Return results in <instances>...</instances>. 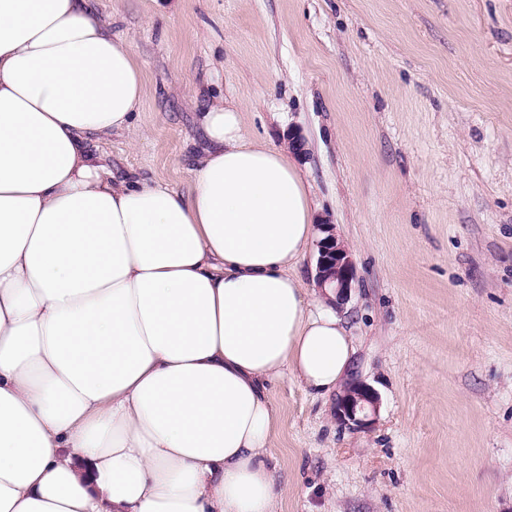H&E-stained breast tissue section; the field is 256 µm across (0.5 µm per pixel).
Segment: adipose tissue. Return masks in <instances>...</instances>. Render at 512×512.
Masks as SVG:
<instances>
[{"instance_id":"1","label":"adipose tissue","mask_w":512,"mask_h":512,"mask_svg":"<svg viewBox=\"0 0 512 512\" xmlns=\"http://www.w3.org/2000/svg\"><path fill=\"white\" fill-rule=\"evenodd\" d=\"M143 89L94 0H0V512H279L270 384L350 374L293 154L219 100L188 191L117 178Z\"/></svg>"}]
</instances>
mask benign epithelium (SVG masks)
I'll use <instances>...</instances> for the list:
<instances>
[{
    "instance_id": "benign-epithelium-1",
    "label": "benign epithelium",
    "mask_w": 512,
    "mask_h": 512,
    "mask_svg": "<svg viewBox=\"0 0 512 512\" xmlns=\"http://www.w3.org/2000/svg\"><path fill=\"white\" fill-rule=\"evenodd\" d=\"M320 227L325 237L318 242L317 288L322 291L332 289L336 299L344 302L350 296L355 265L348 250L336 238L334 225L326 221ZM377 409V393L362 381L345 384L336 399V419L355 428L370 427Z\"/></svg>"
}]
</instances>
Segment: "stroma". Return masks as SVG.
<instances>
[{"mask_svg": "<svg viewBox=\"0 0 512 512\" xmlns=\"http://www.w3.org/2000/svg\"><path fill=\"white\" fill-rule=\"evenodd\" d=\"M144 78L117 176L186 190L212 99L284 146L350 252L374 424L270 390L281 512H512V0H97Z\"/></svg>", "mask_w": 512, "mask_h": 512, "instance_id": "1", "label": "stroma"}]
</instances>
